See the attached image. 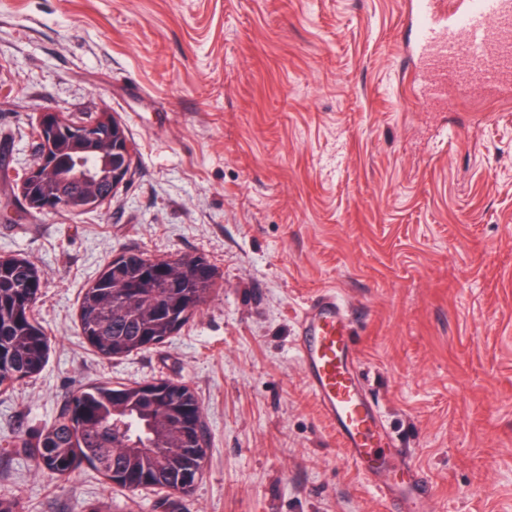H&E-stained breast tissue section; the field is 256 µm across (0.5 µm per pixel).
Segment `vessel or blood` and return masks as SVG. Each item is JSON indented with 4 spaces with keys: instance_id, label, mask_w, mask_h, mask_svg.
<instances>
[{
    "instance_id": "1",
    "label": "vessel or blood",
    "mask_w": 512,
    "mask_h": 512,
    "mask_svg": "<svg viewBox=\"0 0 512 512\" xmlns=\"http://www.w3.org/2000/svg\"><path fill=\"white\" fill-rule=\"evenodd\" d=\"M403 69L426 67L433 74L428 95L447 87L464 93L483 89L512 93V0H410ZM297 352L318 406L348 457L366 475L386 470L379 453L387 434L366 399L353 365L351 324L335 294L307 302L298 323ZM404 512H427L433 486L421 473L380 486Z\"/></svg>"
}]
</instances>
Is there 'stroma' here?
<instances>
[{
	"label": "stroma",
	"mask_w": 512,
	"mask_h": 512,
	"mask_svg": "<svg viewBox=\"0 0 512 512\" xmlns=\"http://www.w3.org/2000/svg\"><path fill=\"white\" fill-rule=\"evenodd\" d=\"M409 0H0V173L41 113L102 112L134 146L96 212L32 216L0 177V254L40 270L51 341L0 391V496L20 512H392L295 350L333 290L355 367L430 512H512V104L404 79ZM201 255L215 291L164 344L107 359L87 285L115 255ZM188 385L209 447L186 496L29 449L80 387Z\"/></svg>",
	"instance_id": "1"
}]
</instances>
